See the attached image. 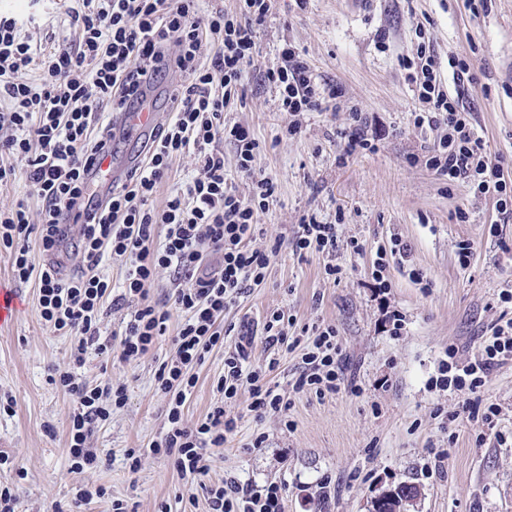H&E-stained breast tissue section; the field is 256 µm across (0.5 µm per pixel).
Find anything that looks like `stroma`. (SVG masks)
Instances as JSON below:
<instances>
[{
	"label": "stroma",
	"instance_id": "obj_1",
	"mask_svg": "<svg viewBox=\"0 0 512 512\" xmlns=\"http://www.w3.org/2000/svg\"><path fill=\"white\" fill-rule=\"evenodd\" d=\"M430 41L442 63L440 79L470 108L491 159L512 172V0H273L247 69L245 103L224 118L249 126L260 143L256 172L272 178L275 193L254 247L284 242L265 282L250 288L224 316V325L259 319L274 310L293 315L292 334L324 322L335 326L346 372L360 393L345 389L324 398L308 393L288 416L293 428L244 412L237 433L210 448L208 482L234 476L285 488L286 512H371L374 497L402 482L420 494L403 512H512V360L487 377L482 399L497 404L494 427L461 416L465 394L430 390L448 348L475 353L502 313V290L512 287V219L504 220L493 195L435 175L413 155L437 133L413 123L418 102L401 62ZM296 45L320 83L342 90L341 108L279 111L274 89L260 74L276 64L283 43ZM469 62L464 79L448 57ZM381 123L385 137L375 152H342L341 134L351 111ZM296 136H285L292 121ZM467 221H460L459 211ZM336 227L332 254L294 252L288 240L303 218ZM398 235L411 247L409 260L427 278L414 284L391 263L386 291L371 288L378 246ZM364 244L353 253L349 243ZM472 244L467 266L456 245ZM12 256L0 249V284L19 304L0 322V395L13 401L0 411V451L14 458L0 467V486L18 485L15 512H69L80 486L103 489L81 512H205L199 484L179 476L172 461L143 458L130 473L128 454L146 448L166 428L167 398L156 386L161 362L174 351L170 337L137 360L117 363L89 354L83 380L126 385L128 399L95 429L90 443L101 461L72 472L67 456L73 404L50 374L69 367L71 337L46 328L35 288L14 282ZM342 268L339 281L324 267ZM404 319L393 335L391 311ZM224 351L214 348L196 366V386L186 423L201 420L218 400ZM264 447H252L256 435ZM444 459H437L439 450Z\"/></svg>",
	"mask_w": 512,
	"mask_h": 512
}]
</instances>
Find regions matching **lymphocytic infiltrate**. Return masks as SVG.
Returning a JSON list of instances; mask_svg holds the SVG:
<instances>
[{"mask_svg":"<svg viewBox=\"0 0 512 512\" xmlns=\"http://www.w3.org/2000/svg\"><path fill=\"white\" fill-rule=\"evenodd\" d=\"M61 6L74 34L48 42L32 36L46 22L41 12L0 14V188L20 178L29 187L28 199L0 209V247L13 256L14 281L35 284L44 324L72 337L76 365H84L91 351L116 354L122 362L138 359L156 348L172 314H181L175 352L156 373L168 397L167 427L145 455L173 460L181 476L199 479L209 473L205 448L221 446L237 432L240 394H247V409L256 417L284 423L297 395L323 397L352 385L333 325L313 326L307 338L292 339V317L275 310L262 324L241 323L230 342L218 328L245 289L264 283L276 254L252 245L275 192L270 178L254 172L260 144L249 127L224 120L229 103L244 98L255 28L267 18L271 0H239L234 13L206 8L202 0H61ZM280 56L281 65L263 74L280 111L297 115L334 105L340 90H321L292 44H283ZM403 66L420 103L415 126L445 131L424 151L425 167L505 196L512 179L489 163L470 113L443 90L434 51L420 49L417 61ZM176 74L183 81L169 95V118L143 145L144 163L113 184L106 198H95L85 187L84 169L116 139L113 114L142 106ZM222 141L233 146L238 173L251 181L248 195L228 183ZM183 156L192 157L195 168L170 183L173 164ZM166 182L171 188L155 205ZM66 210L85 215L78 231L61 227ZM33 239L39 243L35 251ZM292 246L302 255L333 250L336 227L303 220ZM50 251L74 258L76 270L66 276L36 260V253ZM215 254L220 264L214 269L209 259ZM113 261L123 268L116 284L102 271ZM162 273L170 288L156 301L150 288ZM125 305L131 311L119 330L102 336L106 308ZM490 330L467 363L452 356L440 360L430 388L480 393L489 372L512 360V317ZM259 342L303 347L304 368L291 391L272 386L273 364H253ZM218 346L224 349V374L216 384L221 399L201 421L186 425L184 408L196 385L192 370ZM57 381L73 403L67 454L72 471L81 472L98 463L89 439L112 409L125 405L127 388L109 381L93 385L71 371L59 372ZM205 492L207 512H284L283 487L274 482L230 476Z\"/></svg>","mask_w":512,"mask_h":512,"instance_id":"f902f5d3","label":"lymphocytic infiltrate"}]
</instances>
